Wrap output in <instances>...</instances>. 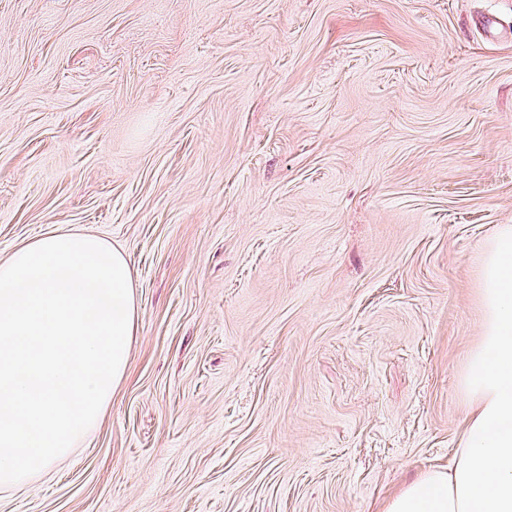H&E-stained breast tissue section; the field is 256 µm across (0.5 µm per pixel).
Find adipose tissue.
<instances>
[{
    "mask_svg": "<svg viewBox=\"0 0 512 512\" xmlns=\"http://www.w3.org/2000/svg\"><path fill=\"white\" fill-rule=\"evenodd\" d=\"M481 336L460 370L463 433L448 468L419 475L384 512H512V224L485 244Z\"/></svg>",
    "mask_w": 512,
    "mask_h": 512,
    "instance_id": "adipose-tissue-1",
    "label": "adipose tissue"
}]
</instances>
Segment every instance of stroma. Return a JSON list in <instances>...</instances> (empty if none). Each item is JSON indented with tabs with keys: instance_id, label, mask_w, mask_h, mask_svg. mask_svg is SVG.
Here are the masks:
<instances>
[{
	"instance_id": "obj_1",
	"label": "stroma",
	"mask_w": 512,
	"mask_h": 512,
	"mask_svg": "<svg viewBox=\"0 0 512 512\" xmlns=\"http://www.w3.org/2000/svg\"><path fill=\"white\" fill-rule=\"evenodd\" d=\"M512 224V0H0V261L120 248L126 376L0 512H379L448 465Z\"/></svg>"
}]
</instances>
